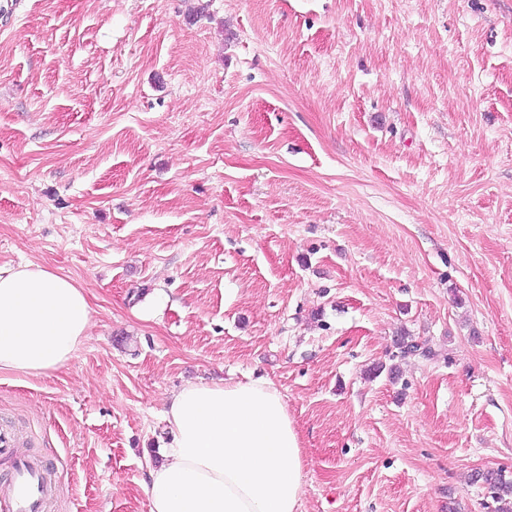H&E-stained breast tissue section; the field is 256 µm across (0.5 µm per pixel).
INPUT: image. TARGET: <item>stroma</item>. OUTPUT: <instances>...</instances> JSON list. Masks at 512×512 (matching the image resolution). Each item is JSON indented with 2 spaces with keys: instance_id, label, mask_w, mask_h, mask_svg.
Wrapping results in <instances>:
<instances>
[{
  "instance_id": "1",
  "label": "stroma",
  "mask_w": 512,
  "mask_h": 512,
  "mask_svg": "<svg viewBox=\"0 0 512 512\" xmlns=\"http://www.w3.org/2000/svg\"><path fill=\"white\" fill-rule=\"evenodd\" d=\"M10 262L92 308L58 372L0 373L49 512H148L167 398L260 379L302 439L298 512H496L512 0H0ZM476 481H482L494 492L496 500H502V496L512 495V480L507 479L501 470H487L476 472Z\"/></svg>"
}]
</instances>
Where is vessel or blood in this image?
I'll use <instances>...</instances> for the list:
<instances>
[{
  "mask_svg": "<svg viewBox=\"0 0 512 512\" xmlns=\"http://www.w3.org/2000/svg\"><path fill=\"white\" fill-rule=\"evenodd\" d=\"M51 498V471L39 461H19L0 483V512H47Z\"/></svg>",
  "mask_w": 512,
  "mask_h": 512,
  "instance_id": "b4317fda",
  "label": "vessel or blood"
}]
</instances>
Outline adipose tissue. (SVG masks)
<instances>
[{
    "label": "adipose tissue",
    "mask_w": 512,
    "mask_h": 512,
    "mask_svg": "<svg viewBox=\"0 0 512 512\" xmlns=\"http://www.w3.org/2000/svg\"><path fill=\"white\" fill-rule=\"evenodd\" d=\"M91 323L85 290L71 277L34 262L0 264V373L57 371ZM164 417L171 440L144 484L149 512H296L301 439L272 384L190 383Z\"/></svg>",
    "instance_id": "ef3b65f1"
}]
</instances>
